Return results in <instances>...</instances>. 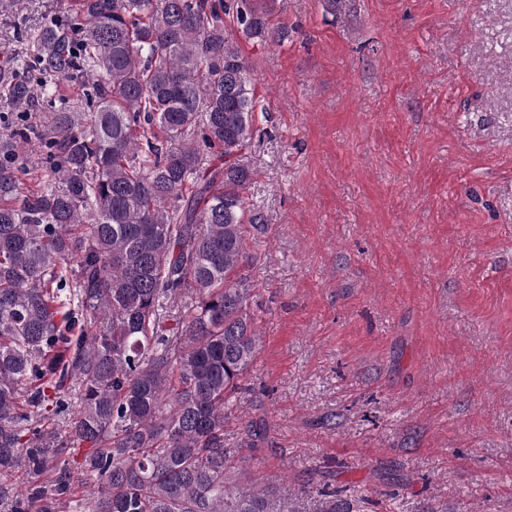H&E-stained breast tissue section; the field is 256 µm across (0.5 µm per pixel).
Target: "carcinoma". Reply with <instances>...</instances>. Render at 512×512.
<instances>
[{
	"mask_svg": "<svg viewBox=\"0 0 512 512\" xmlns=\"http://www.w3.org/2000/svg\"><path fill=\"white\" fill-rule=\"evenodd\" d=\"M269 15L264 0H77L30 37L39 93L0 62V95L36 107L0 134L8 512H67L76 464L99 482L88 512H355L318 470L293 491L247 488L224 447L258 347L241 268L269 223L245 198L255 104L230 34L282 39ZM93 73V110L59 95ZM163 299L181 302L172 327Z\"/></svg>",
	"mask_w": 512,
	"mask_h": 512,
	"instance_id": "cac0c4a2",
	"label": "carcinoma"
}]
</instances>
